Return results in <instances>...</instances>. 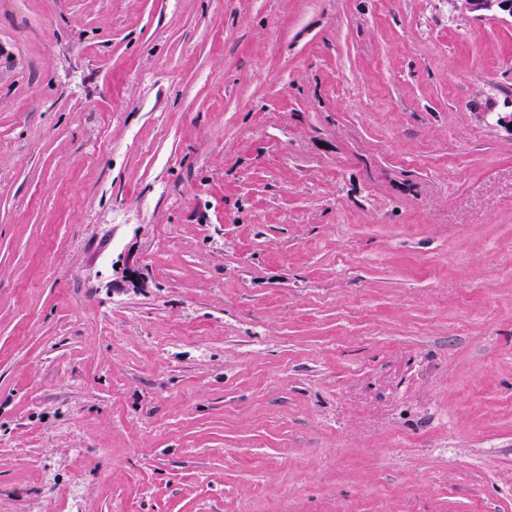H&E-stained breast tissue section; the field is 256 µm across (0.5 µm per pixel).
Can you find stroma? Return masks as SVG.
<instances>
[{"label":"stroma","instance_id":"stroma-1","mask_svg":"<svg viewBox=\"0 0 512 512\" xmlns=\"http://www.w3.org/2000/svg\"><path fill=\"white\" fill-rule=\"evenodd\" d=\"M512 19L0 0V512H512Z\"/></svg>","mask_w":512,"mask_h":512}]
</instances>
